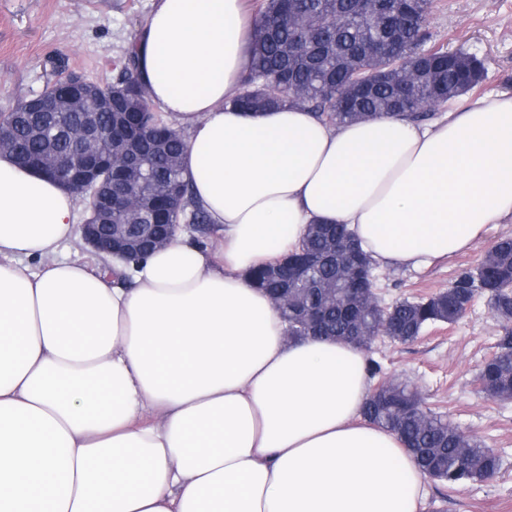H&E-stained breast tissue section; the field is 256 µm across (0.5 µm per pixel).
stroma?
Here are the masks:
<instances>
[{"mask_svg":"<svg viewBox=\"0 0 512 512\" xmlns=\"http://www.w3.org/2000/svg\"><path fill=\"white\" fill-rule=\"evenodd\" d=\"M153 0H0V113L40 92L59 73L112 82ZM432 44L482 59L487 77L462 96L469 104L512 94V0H434L426 18ZM512 237V222L487 225L466 251L419 267H380L378 294L387 303L445 290L463 269L477 267L493 243ZM502 325L486 298L452 324L427 328L413 343L379 338L368 352L379 380L403 381L426 407L493 448L503 461L492 480L464 489L427 481L423 512H512V400L488 397L476 376L495 351Z\"/></svg>","mask_w":512,"mask_h":512,"instance_id":"stroma-1","label":"stroma"}]
</instances>
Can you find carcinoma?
Here are the masks:
<instances>
[{
	"instance_id": "obj_1",
	"label": "carcinoma",
	"mask_w": 512,
	"mask_h": 512,
	"mask_svg": "<svg viewBox=\"0 0 512 512\" xmlns=\"http://www.w3.org/2000/svg\"><path fill=\"white\" fill-rule=\"evenodd\" d=\"M432 0H377L370 12H359L358 0H263L251 41V66L242 76L241 92L232 103L244 109L300 103L332 126L372 119L386 112L424 122L484 81V64L472 67L442 46L425 47V20ZM398 31L403 49L390 54L378 49L384 28ZM431 67L429 77L400 91L389 82L374 80L376 72ZM371 79L370 89L345 98L352 80ZM94 91L88 109L99 113L107 126L110 112L123 113L135 150L118 157L112 167V192H123V170L145 169L150 220L155 224H208L206 211L191 196L179 159L185 143L157 113L127 55L112 83L84 81ZM43 99L53 103L49 113L38 105L16 109L6 152L22 166L48 155L74 158L73 140L57 136L50 124L66 122L59 82L46 85ZM355 237L342 224H311L301 243L283 256L289 267H299V280L275 278L268 265L249 272L252 283L274 296L288 291V308L281 312L288 335L316 336L353 343L365 350L358 330L387 336L400 343L415 341L435 323L456 322L477 297L487 298L504 322L497 351L484 363L478 381L491 398L512 399V238L496 242L473 270H461L447 290L428 298H404L390 306L377 296L375 264L359 250L343 248ZM316 310L310 323L306 315ZM368 422L397 436L416 461L420 473L451 489L494 478L500 458L442 415L423 408L416 391L404 383H389L372 392L363 405Z\"/></svg>"
}]
</instances>
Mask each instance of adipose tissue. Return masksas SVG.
<instances>
[{
	"mask_svg": "<svg viewBox=\"0 0 512 512\" xmlns=\"http://www.w3.org/2000/svg\"><path fill=\"white\" fill-rule=\"evenodd\" d=\"M254 29L242 0H155L132 44L217 251L54 260L76 195L0 154V512H420L414 459L361 415L365 352L289 339L247 274L310 224L393 267L512 221V95L426 124L236 108Z\"/></svg>",
	"mask_w": 512,
	"mask_h": 512,
	"instance_id": "obj_1",
	"label": "adipose tissue"
}]
</instances>
